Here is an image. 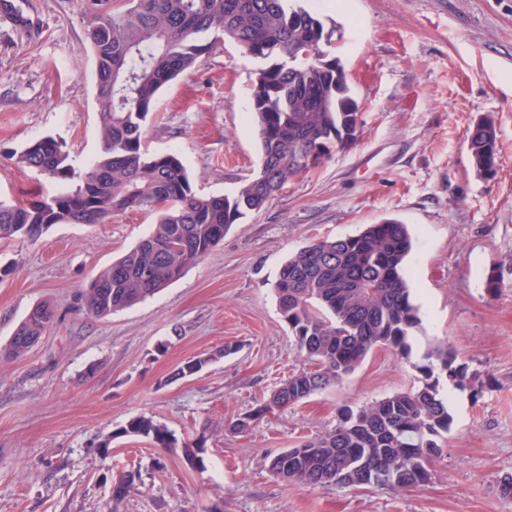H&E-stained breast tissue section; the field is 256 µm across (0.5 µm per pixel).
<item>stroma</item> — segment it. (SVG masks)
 <instances>
[{
	"instance_id": "1",
	"label": "stroma",
	"mask_w": 512,
	"mask_h": 512,
	"mask_svg": "<svg viewBox=\"0 0 512 512\" xmlns=\"http://www.w3.org/2000/svg\"><path fill=\"white\" fill-rule=\"evenodd\" d=\"M304 4L336 23L331 53L359 106L357 138L232 225L179 279L107 317L86 314L83 288L152 231L154 216L140 211L0 239V512H512L500 491L512 474V0ZM23 8L29 27L0 26V201L10 204L63 187L17 166L29 144L62 142L79 169L102 150L82 16L72 0ZM261 66L224 41L157 96L148 149L176 152L200 194H233L258 168L250 108ZM484 118L500 151L491 176L476 172L467 146ZM384 219L414 235L407 270L421 324L411 358L375 349L341 383L230 429L306 364L274 292L283 263ZM493 276L501 290L491 297ZM42 303L54 324L8 357L14 330ZM440 340L480 393L452 391L454 422L427 485L306 488L273 475L274 455L334 429L344 408L418 385L422 356ZM192 359L203 368L174 378ZM139 415L177 447L123 434ZM127 475L135 492L113 502Z\"/></svg>"
}]
</instances>
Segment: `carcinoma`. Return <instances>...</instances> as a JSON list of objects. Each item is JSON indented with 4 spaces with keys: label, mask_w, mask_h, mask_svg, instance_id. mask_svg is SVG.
<instances>
[{
    "label": "carcinoma",
    "mask_w": 512,
    "mask_h": 512,
    "mask_svg": "<svg viewBox=\"0 0 512 512\" xmlns=\"http://www.w3.org/2000/svg\"><path fill=\"white\" fill-rule=\"evenodd\" d=\"M86 20L96 63L95 97L101 119L100 155L81 170L53 138L20 152L18 163L67 184L58 194L25 205L0 202V239L36 238L55 224H106L127 209L157 213L152 232L100 271L84 294L88 314L106 317L131 307L177 280L224 238L231 225L260 210L307 169L301 151L318 156L355 140L358 105L347 74L330 56L335 26L309 12L302 0H75ZM268 62L252 84L253 119L260 143L257 172L232 196H203L174 152L144 148L145 123L159 91L220 41ZM315 54L303 58L309 51ZM473 166L498 165L493 122L469 132ZM413 237L407 225L386 219L361 233L317 240L288 258L274 285L279 311L300 353L302 369L230 424L237 432L272 409L286 408L340 383L372 349L403 358L421 320L406 278ZM55 319L34 306L8 345L24 356ZM421 385L356 410L341 411L336 427L273 456L270 471L307 487L403 491L427 484L451 429L445 388L463 391L473 376L448 345L426 352ZM123 432L157 448L177 441L150 417L131 419Z\"/></svg>",
    "instance_id": "carcinoma-1"
}]
</instances>
